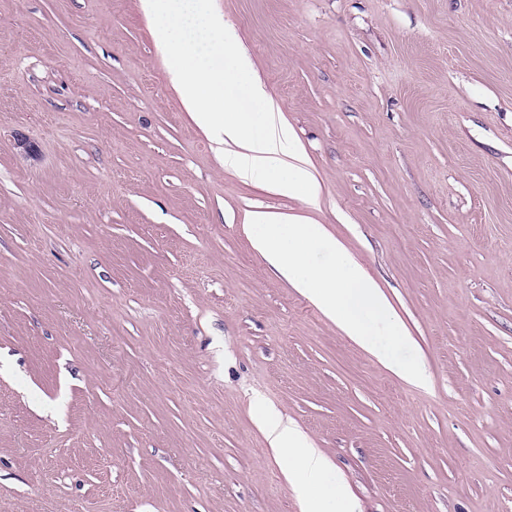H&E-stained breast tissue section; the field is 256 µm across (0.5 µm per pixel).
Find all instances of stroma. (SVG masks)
Wrapping results in <instances>:
<instances>
[{
  "label": "stroma",
  "instance_id": "obj_1",
  "mask_svg": "<svg viewBox=\"0 0 512 512\" xmlns=\"http://www.w3.org/2000/svg\"><path fill=\"white\" fill-rule=\"evenodd\" d=\"M429 381L254 247L138 0H0V512H512V0H214ZM260 422L285 479L299 493L303 512H356L344 485L332 478L327 459L291 423L265 416Z\"/></svg>",
  "mask_w": 512,
  "mask_h": 512
}]
</instances>
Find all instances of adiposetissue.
I'll return each instance as SVG.
<instances>
[{"mask_svg":"<svg viewBox=\"0 0 512 512\" xmlns=\"http://www.w3.org/2000/svg\"><path fill=\"white\" fill-rule=\"evenodd\" d=\"M182 104L198 128L219 137L224 169L245 182L316 207L320 187L295 147L293 128L269 104L255 65L224 48L232 32L212 0H139ZM266 439L303 512H356L330 464L291 425L262 418Z\"/></svg>","mask_w":512,"mask_h":512,"instance_id":"ef3b65f1","label":"adipose tissue"}]
</instances>
